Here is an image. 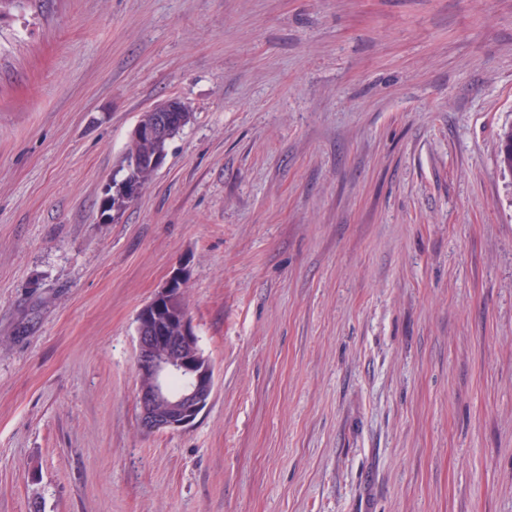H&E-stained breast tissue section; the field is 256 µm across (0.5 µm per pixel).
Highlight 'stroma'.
I'll return each instance as SVG.
<instances>
[{"instance_id":"stroma-1","label":"stroma","mask_w":512,"mask_h":512,"mask_svg":"<svg viewBox=\"0 0 512 512\" xmlns=\"http://www.w3.org/2000/svg\"><path fill=\"white\" fill-rule=\"evenodd\" d=\"M511 125L512 0H0V512H512ZM179 267L216 388L148 434ZM187 107V106H186ZM184 103L175 97L167 98L165 100L160 101L155 104L153 107L147 110V112H151V117L149 119L139 120L134 128L132 129L130 139L137 140L142 143L144 142H155L160 141L163 138H167L171 129L177 124L179 119V112H183ZM187 117L184 123V126L175 133L171 134L167 139L160 143H153L148 146L146 145H137V144H128L125 157H124V168L121 167V171H124L123 178L113 180L112 183L108 185L104 192L103 199L101 201V206L99 209V221L102 223H108L115 221L122 213V209H120L121 199L126 197L129 193V190L132 186L133 194L137 191V186L134 182V175L139 168L140 165H144L149 163L150 167L159 170L166 159L167 154L165 152L156 153L152 156H138L136 154H132L131 156L127 155L132 152H151L154 153L157 150H165L167 151V146L169 141L174 138L190 121L192 118V112L187 107ZM147 112H143L140 115L139 119H143L147 116ZM112 191V212H105L103 210L105 207L103 206L104 201H106L111 196ZM113 219V220H112Z\"/></svg>"}]
</instances>
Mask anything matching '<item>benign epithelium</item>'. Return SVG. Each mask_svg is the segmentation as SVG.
Returning <instances> with one entry per match:
<instances>
[{
    "label": "benign epithelium",
    "instance_id": "1",
    "mask_svg": "<svg viewBox=\"0 0 512 512\" xmlns=\"http://www.w3.org/2000/svg\"><path fill=\"white\" fill-rule=\"evenodd\" d=\"M183 109L184 103L178 98L160 101L149 109L150 118L135 124L130 139L144 143L168 137ZM165 159L164 152L129 156L124 165V176L112 181L104 192L103 199H112V211L99 213V221L108 223L121 215V199L129 190H137L134 175L139 166L147 163L158 170ZM187 280L185 269L172 271L136 317L139 424L148 434L192 426L202 407L209 405L215 389L214 366L201 358L198 337L182 302ZM175 378L183 380L186 388L180 392L171 389L170 382Z\"/></svg>",
    "mask_w": 512,
    "mask_h": 512
}]
</instances>
